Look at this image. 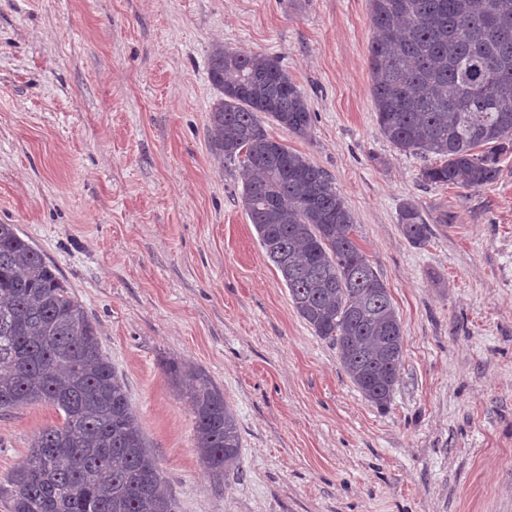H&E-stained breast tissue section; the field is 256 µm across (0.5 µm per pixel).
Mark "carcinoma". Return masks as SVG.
Here are the masks:
<instances>
[{
    "instance_id": "obj_1",
    "label": "carcinoma",
    "mask_w": 512,
    "mask_h": 512,
    "mask_svg": "<svg viewBox=\"0 0 512 512\" xmlns=\"http://www.w3.org/2000/svg\"><path fill=\"white\" fill-rule=\"evenodd\" d=\"M369 49L377 124L398 151L426 164L427 185L494 181L512 150V0H370ZM219 92L210 134L241 169V202L298 315L336 345L363 397L391 400L403 359L388 288L352 236L351 211L331 176L271 136L275 123L305 137L313 113L279 61L216 46ZM400 228L416 245L431 229L408 203ZM167 374L192 409L195 444L221 485L238 469L240 439L224 392L201 369ZM36 403L62 413L41 429L8 478L11 512H177L99 330L54 265L0 224V414Z\"/></svg>"
}]
</instances>
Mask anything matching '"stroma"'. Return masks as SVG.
Returning <instances> with one entry per match:
<instances>
[{"mask_svg":"<svg viewBox=\"0 0 512 512\" xmlns=\"http://www.w3.org/2000/svg\"><path fill=\"white\" fill-rule=\"evenodd\" d=\"M374 36L370 0H0V224L98 326L179 512H512V152L481 187L423 185L376 121ZM218 43L277 58L315 114L308 136L267 130L331 175L389 290L404 356L386 407L299 317L214 154ZM180 360L235 413L220 488L166 373ZM60 422L0 415V486ZM400 228L404 236L413 244L422 245L426 243L431 235L429 224H426L421 217L418 208L408 203L401 213Z\"/></svg>","mask_w":512,"mask_h":512,"instance_id":"35a3bbf8","label":"stroma"}]
</instances>
